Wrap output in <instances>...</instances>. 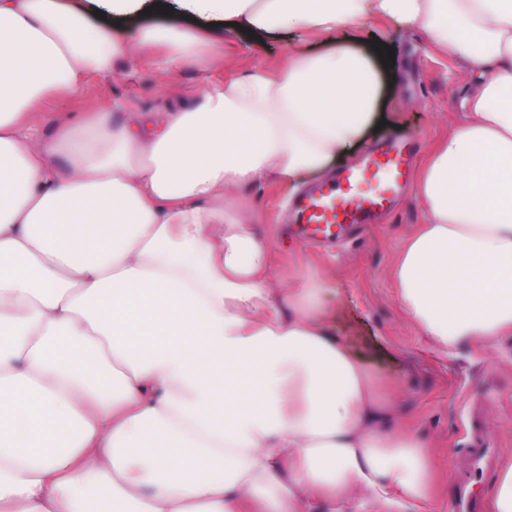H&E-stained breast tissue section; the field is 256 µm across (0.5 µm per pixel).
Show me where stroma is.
Masks as SVG:
<instances>
[{
  "label": "stroma",
  "mask_w": 512,
  "mask_h": 512,
  "mask_svg": "<svg viewBox=\"0 0 512 512\" xmlns=\"http://www.w3.org/2000/svg\"><path fill=\"white\" fill-rule=\"evenodd\" d=\"M62 4L79 9L92 32L114 21L130 36L170 26L210 32L224 48L223 56L207 63L215 80L258 66L275 70L289 52L318 53L332 45L324 35L285 31L255 39L222 21L178 9L168 16L139 10L115 19L99 12L96 0ZM344 38L362 48L382 39L394 49L396 91L387 101L384 126L369 136V143L410 132L419 137L426 154L460 126L473 77L439 54L422 33L381 19L346 31ZM203 92L197 66L166 76L147 60L134 66L120 61L110 74L87 77L67 98H45L36 120L41 135L50 137L78 112L93 108L118 122L127 112H164L194 104ZM294 193L285 183H262L247 192L263 214L257 231L270 240L279 286L287 287L299 271L310 267L328 281L324 307L331 323L350 352L398 394L407 428L429 448L436 482L432 512H450L452 501L463 492L485 501L486 489L512 463V336L501 337L489 351L462 346L448 359L419 335L404 313L392 268L423 220L417 184H410L381 223L370 225L359 239L331 249L308 246L283 233L284 209ZM479 433L490 439L492 452L478 473L473 469L472 443Z\"/></svg>",
  "instance_id": "1"
}]
</instances>
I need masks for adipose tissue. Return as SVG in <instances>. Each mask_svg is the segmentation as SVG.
Returning a JSON list of instances; mask_svg holds the SVG:
<instances>
[{
	"label": "adipose tissue",
	"mask_w": 512,
	"mask_h": 512,
	"mask_svg": "<svg viewBox=\"0 0 512 512\" xmlns=\"http://www.w3.org/2000/svg\"><path fill=\"white\" fill-rule=\"evenodd\" d=\"M178 2L260 36L387 18L461 62L466 120L419 171L423 222L392 274L441 354L512 335V0ZM151 48L170 75L220 45L90 37L60 0H0V512L426 507L430 457L398 396L334 334L316 271L275 287L263 217L238 195L354 153L390 70L339 41L187 109L38 135L45 97Z\"/></svg>",
	"instance_id": "obj_1"
}]
</instances>
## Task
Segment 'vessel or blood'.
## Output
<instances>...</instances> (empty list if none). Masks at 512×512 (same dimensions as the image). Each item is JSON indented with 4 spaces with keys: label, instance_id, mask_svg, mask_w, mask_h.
Returning <instances> with one entry per match:
<instances>
[{
    "label": "vessel or blood",
    "instance_id": "obj_1",
    "mask_svg": "<svg viewBox=\"0 0 512 512\" xmlns=\"http://www.w3.org/2000/svg\"><path fill=\"white\" fill-rule=\"evenodd\" d=\"M417 150L415 137L392 138L340 170L335 179L298 196L294 216L300 240L333 243L388 212L411 180Z\"/></svg>",
    "mask_w": 512,
    "mask_h": 512
}]
</instances>
